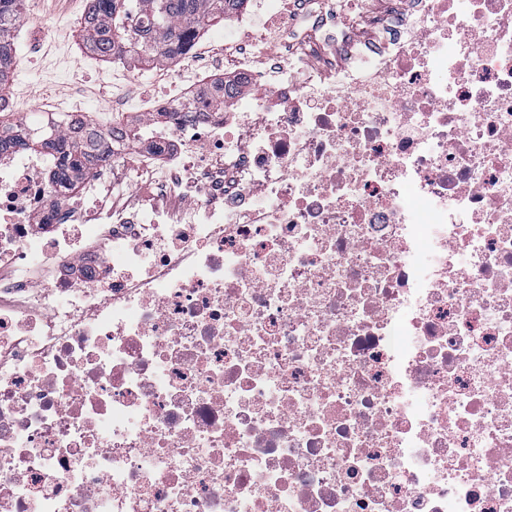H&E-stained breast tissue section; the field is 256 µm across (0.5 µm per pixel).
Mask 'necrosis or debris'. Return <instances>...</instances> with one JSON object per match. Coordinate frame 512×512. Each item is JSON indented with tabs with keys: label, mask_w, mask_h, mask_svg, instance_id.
Instances as JSON below:
<instances>
[{
	"label": "necrosis or debris",
	"mask_w": 512,
	"mask_h": 512,
	"mask_svg": "<svg viewBox=\"0 0 512 512\" xmlns=\"http://www.w3.org/2000/svg\"><path fill=\"white\" fill-rule=\"evenodd\" d=\"M383 2L0 160V512H512V0Z\"/></svg>",
	"instance_id": "obj_1"
}]
</instances>
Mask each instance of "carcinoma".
Listing matches in <instances>:
<instances>
[{"instance_id": "carcinoma-1", "label": "carcinoma", "mask_w": 512, "mask_h": 512, "mask_svg": "<svg viewBox=\"0 0 512 512\" xmlns=\"http://www.w3.org/2000/svg\"><path fill=\"white\" fill-rule=\"evenodd\" d=\"M246 0H91L81 23L86 51L103 61L132 60L152 67L171 62L197 42L208 26L243 9ZM21 0H0V87L12 77L13 30ZM20 151L45 152L57 160V184L75 190L112 155L94 125L69 118L37 125L0 123V158Z\"/></svg>"}]
</instances>
